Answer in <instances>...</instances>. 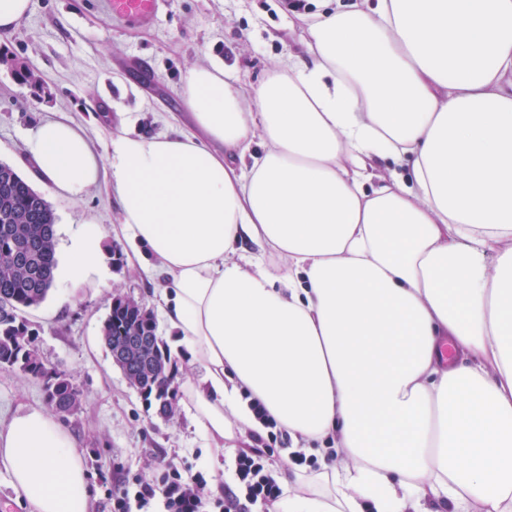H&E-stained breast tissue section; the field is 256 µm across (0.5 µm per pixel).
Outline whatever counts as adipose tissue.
Masks as SVG:
<instances>
[{"mask_svg": "<svg viewBox=\"0 0 512 512\" xmlns=\"http://www.w3.org/2000/svg\"><path fill=\"white\" fill-rule=\"evenodd\" d=\"M306 47L256 85L190 68L198 135L121 132L105 165L51 120L24 154L60 195L108 178L216 452L255 401L338 447L271 512H512V0H325ZM102 242L84 224L62 280L98 275ZM0 464L32 512H91L49 411L0 425Z\"/></svg>", "mask_w": 512, "mask_h": 512, "instance_id": "ef3b65f1", "label": "adipose tissue"}]
</instances>
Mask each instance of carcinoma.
Wrapping results in <instances>:
<instances>
[{
	"mask_svg": "<svg viewBox=\"0 0 512 512\" xmlns=\"http://www.w3.org/2000/svg\"><path fill=\"white\" fill-rule=\"evenodd\" d=\"M55 215L47 200L11 166L0 163V367L12 368L49 383L46 401L65 400L67 411L79 406V392L70 377L46 366L39 356L37 332L20 311L43 303L55 283L57 268ZM101 329L108 347L131 330L151 337L147 354L158 363L152 378L137 379L135 388L157 413L170 416L177 409V394L166 390L165 380L178 375V361L157 334L154 313L130 315L122 308L130 297H116Z\"/></svg>",
	"mask_w": 512,
	"mask_h": 512,
	"instance_id": "carcinoma-1",
	"label": "carcinoma"
}]
</instances>
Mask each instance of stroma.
<instances>
[{"label": "stroma", "mask_w": 512, "mask_h": 512, "mask_svg": "<svg viewBox=\"0 0 512 512\" xmlns=\"http://www.w3.org/2000/svg\"><path fill=\"white\" fill-rule=\"evenodd\" d=\"M287 0H165L149 27L112 19L103 0H31V11L0 34V162L10 164L50 203L56 217L58 263L70 236L91 222L109 251L104 278L74 289L56 281L46 300L23 310L38 333L36 346L49 367L68 374L80 405L64 426L84 458L93 512H111L105 477L153 480L159 465L202 472L206 499L223 497L233 482L234 449L214 453L202 430L184 413L163 418L148 408L116 367L101 339L112 300L119 295L156 308L155 279L139 264L135 246L116 239L119 203L108 180L85 195L54 194L35 179L23 145L42 120L65 119L81 127L100 153L119 130L177 136L193 126L179 92L188 69L217 66L231 82L260 83L274 67L307 60V27ZM34 68L43 84L20 83L16 73ZM41 380L0 368V421L22 406H45Z\"/></svg>", "instance_id": "obj_1"}]
</instances>
